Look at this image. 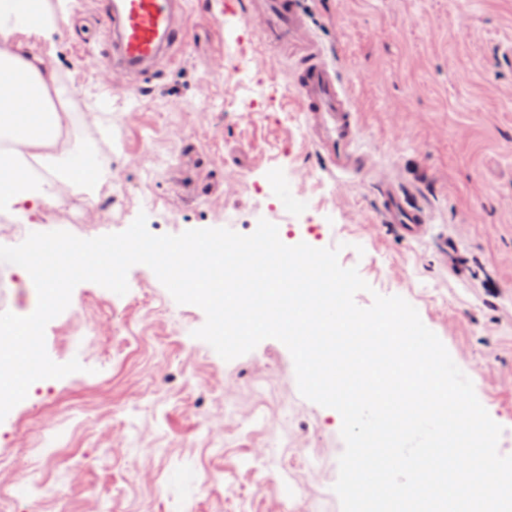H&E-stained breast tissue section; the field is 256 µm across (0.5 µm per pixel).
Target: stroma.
Masks as SVG:
<instances>
[{
    "label": "stroma",
    "mask_w": 512,
    "mask_h": 512,
    "mask_svg": "<svg viewBox=\"0 0 512 512\" xmlns=\"http://www.w3.org/2000/svg\"><path fill=\"white\" fill-rule=\"evenodd\" d=\"M96 0H68L29 45L57 72L72 116L60 140L106 162L95 207L74 191L36 224L0 222V245L65 230L155 235L275 224L289 246L339 247L368 283L355 301L400 296L472 381L512 448V0H308L312 27L347 83L373 167L435 215L422 240L381 223L370 180L333 177L314 156L290 89L292 62L268 51L224 0H189L188 44L152 86L108 70ZM111 136H103L104 123ZM284 183L309 209L266 195ZM124 295L78 284L45 328L48 356L81 372L31 384L0 421V504L17 512H341L333 490L342 418L304 398L278 340L223 360L147 266ZM34 284L0 263V312L31 314ZM32 484H19V476Z\"/></svg>",
    "instance_id": "stroma-1"
}]
</instances>
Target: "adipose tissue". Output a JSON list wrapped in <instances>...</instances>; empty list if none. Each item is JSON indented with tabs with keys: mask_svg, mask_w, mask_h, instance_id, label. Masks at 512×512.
<instances>
[{
	"mask_svg": "<svg viewBox=\"0 0 512 512\" xmlns=\"http://www.w3.org/2000/svg\"><path fill=\"white\" fill-rule=\"evenodd\" d=\"M48 0H0V139L14 154L0 155V208L24 210L60 202L61 186L92 182L104 163L87 162L82 150L60 146L67 113L53 103L61 91L54 71L23 51L19 35L51 30Z\"/></svg>",
	"mask_w": 512,
	"mask_h": 512,
	"instance_id": "obj_1",
	"label": "adipose tissue"
}]
</instances>
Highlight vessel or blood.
<instances>
[{
    "instance_id": "obj_1",
    "label": "vessel or blood",
    "mask_w": 512,
    "mask_h": 512,
    "mask_svg": "<svg viewBox=\"0 0 512 512\" xmlns=\"http://www.w3.org/2000/svg\"><path fill=\"white\" fill-rule=\"evenodd\" d=\"M103 37L114 67L150 79L157 64L186 43L181 17L186 0H99ZM244 23L257 28L262 43L294 58L292 91L299 102L309 145L336 175L366 179L368 155L353 101L312 35L302 0H246ZM380 217L407 239L424 235L427 210L407 205L389 181L378 184Z\"/></svg>"
}]
</instances>
